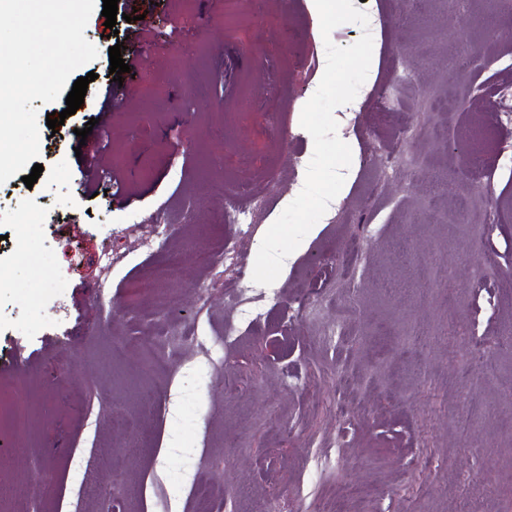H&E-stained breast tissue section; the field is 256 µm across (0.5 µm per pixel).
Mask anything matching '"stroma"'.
Wrapping results in <instances>:
<instances>
[{
    "label": "stroma",
    "instance_id": "stroma-1",
    "mask_svg": "<svg viewBox=\"0 0 512 512\" xmlns=\"http://www.w3.org/2000/svg\"><path fill=\"white\" fill-rule=\"evenodd\" d=\"M361 8L368 27L331 34L374 43L355 109L335 114L353 179L308 249L254 285L260 323L232 284L313 154L300 116L325 69L319 20L283 0H119L111 29L92 13L83 104L58 131L40 125L33 187L0 184V360L19 359L34 414L0 466V485L32 490L0 512H197L199 486L216 512H512V124L494 93L512 88V5ZM463 40L495 60L485 98L467 95ZM118 43L145 60L106 122ZM85 127L107 144L93 179L72 145ZM235 184L255 216L244 238L225 210ZM154 224L157 251L142 245ZM488 251L497 267L477 272ZM171 262L180 274L160 276ZM142 276L152 291L130 288ZM474 402L482 416L460 426ZM43 466L54 487L32 486Z\"/></svg>",
    "mask_w": 512,
    "mask_h": 512
}]
</instances>
